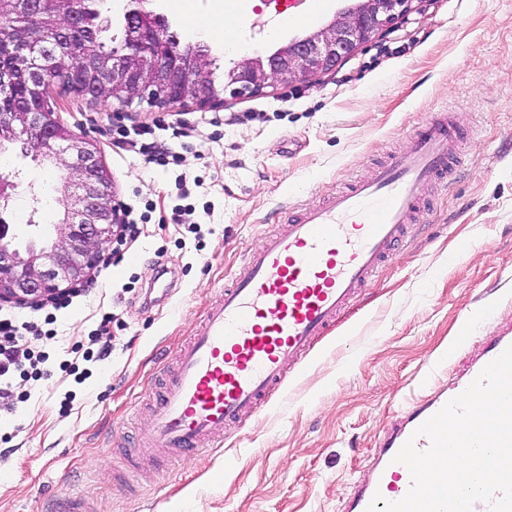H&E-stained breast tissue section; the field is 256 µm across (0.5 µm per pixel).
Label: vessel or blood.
<instances>
[{"label":"vessel or blood","mask_w":512,"mask_h":512,"mask_svg":"<svg viewBox=\"0 0 512 512\" xmlns=\"http://www.w3.org/2000/svg\"><path fill=\"white\" fill-rule=\"evenodd\" d=\"M463 143L453 114L434 113L368 175L289 207L282 230L247 251L196 335L177 352L173 380L155 395L146 447L218 448L225 425L260 410L406 237L425 207L426 189L447 186ZM511 346L512 333H497L452 387L408 412L376 449L372 475L353 491L348 512H366L377 494L389 501L405 496L410 475L395 455L410 440L427 449L429 439L416 429Z\"/></svg>","instance_id":"obj_1"}]
</instances>
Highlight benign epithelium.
Returning a JSON list of instances; mask_svg holds the SVG:
<instances>
[{"mask_svg": "<svg viewBox=\"0 0 512 512\" xmlns=\"http://www.w3.org/2000/svg\"><path fill=\"white\" fill-rule=\"evenodd\" d=\"M124 12L126 42L123 53L96 55L83 62L88 80L78 94L84 98L134 100L157 107L193 104L199 109L224 106V96H252L274 83L306 82L336 68L340 61L416 11L420 0H354L328 24L273 53H255L234 66L220 86L208 56L189 64L172 54L163 62L149 51L167 29L163 16L144 7L147 0H128ZM55 16L44 17V0H0L11 7L16 24L7 40L32 62L29 97L0 112V144L22 142L37 161L60 159L67 170L63 185L69 202L65 218L56 225L51 242L28 239L25 253L15 245L18 233L0 223V304L33 307L86 280L103 248L115 238L126 212L117 198L112 176L102 162L97 143L65 126L51 97L53 82L44 77L67 51L72 37L84 32L90 0H54ZM41 20L51 37L40 39L28 22Z\"/></svg>", "mask_w": 512, "mask_h": 512, "instance_id": "7a95c632", "label": "benign epithelium"}]
</instances>
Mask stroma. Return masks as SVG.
Instances as JSON below:
<instances>
[{
	"label": "stroma",
	"mask_w": 512,
	"mask_h": 512,
	"mask_svg": "<svg viewBox=\"0 0 512 512\" xmlns=\"http://www.w3.org/2000/svg\"><path fill=\"white\" fill-rule=\"evenodd\" d=\"M224 0H148L180 43ZM342 0H241L236 13L271 53L330 22ZM283 23L276 39L264 26ZM296 98H288L289 90ZM227 99L223 109L88 101L61 91L62 120L97 141L128 221L141 234L91 294L54 311L53 339H27L44 372L14 374L17 411L0 416V512H345L376 448L416 402L469 370L492 333L512 327V0H422L420 11L295 88ZM472 132L417 226L259 411L224 428V445L190 458L150 456L155 390L246 252L288 205H305L404 148L441 108ZM147 124L178 147L144 163L113 144L115 124ZM21 182L15 221L44 239L66 205L63 165L6 147ZM55 209L32 218V191ZM187 223L169 220L176 206ZM167 296L143 306L157 266ZM111 316L108 337L97 336ZM466 346L449 355L460 337ZM110 344V356L86 361Z\"/></svg>",
	"instance_id": "obj_1"
}]
</instances>
